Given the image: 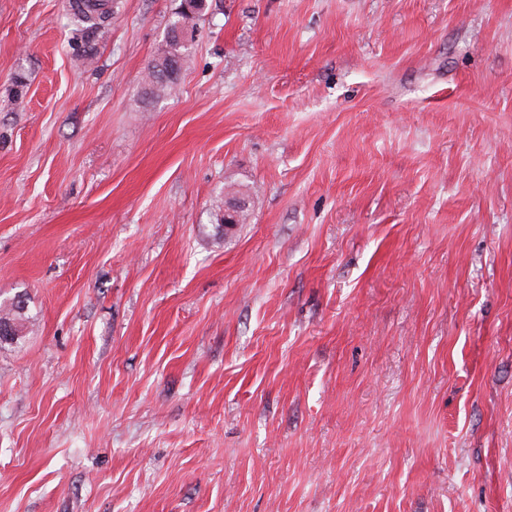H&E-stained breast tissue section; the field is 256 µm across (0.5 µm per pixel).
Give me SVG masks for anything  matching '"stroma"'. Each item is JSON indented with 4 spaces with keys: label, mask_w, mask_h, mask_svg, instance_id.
I'll use <instances>...</instances> for the list:
<instances>
[{
    "label": "stroma",
    "mask_w": 512,
    "mask_h": 512,
    "mask_svg": "<svg viewBox=\"0 0 512 512\" xmlns=\"http://www.w3.org/2000/svg\"><path fill=\"white\" fill-rule=\"evenodd\" d=\"M182 2L0 0V512H512V0ZM99 0H76L71 11H73V20L75 22L76 31L80 34L76 37V44L83 48L88 47L91 40L95 39L102 33L105 28L110 10L104 7ZM80 39V40H79ZM207 0H191L190 13L182 11L178 18L171 24L165 45L159 50L157 57L148 68L146 80L151 84L153 93H164L173 88L177 75L182 68L183 49L185 41H181L177 34V27L194 25L196 15H199L206 7ZM173 64L175 65L173 67ZM169 68L171 71L169 72ZM18 298L19 301L14 300L10 305H3L2 307L1 304L0 306V330L3 327L10 328L12 333L4 336H13L11 338H1V344L2 342H13L21 336L23 321H25V303L19 296Z\"/></svg>",
    "instance_id": "1"
}]
</instances>
